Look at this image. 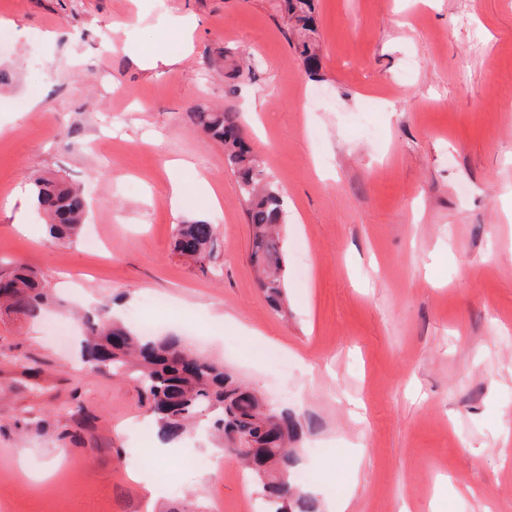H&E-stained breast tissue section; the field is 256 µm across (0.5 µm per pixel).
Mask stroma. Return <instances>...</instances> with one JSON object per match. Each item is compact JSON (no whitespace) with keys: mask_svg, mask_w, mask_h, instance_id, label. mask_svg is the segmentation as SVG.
<instances>
[{"mask_svg":"<svg viewBox=\"0 0 512 512\" xmlns=\"http://www.w3.org/2000/svg\"><path fill=\"white\" fill-rule=\"evenodd\" d=\"M279 4L0 0V270L29 266L60 300L0 313V512H260L201 432L148 491L127 430L151 425L139 393L87 375L78 336L55 330L93 301L132 323L155 296L158 332L298 415L295 470L321 502L512 512V0H312L314 74ZM200 104L242 111L286 196L287 313L256 284L224 148L188 117ZM32 172L84 192L104 251L48 236ZM192 219L215 224L222 276L172 254Z\"/></svg>","mask_w":512,"mask_h":512,"instance_id":"stroma-1","label":"stroma"}]
</instances>
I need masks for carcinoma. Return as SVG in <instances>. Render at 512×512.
<instances>
[{
  "label": "carcinoma",
  "mask_w": 512,
  "mask_h": 512,
  "mask_svg": "<svg viewBox=\"0 0 512 512\" xmlns=\"http://www.w3.org/2000/svg\"><path fill=\"white\" fill-rule=\"evenodd\" d=\"M299 30L301 55L313 67L318 59L311 42L309 0H281ZM190 120L224 146V155L239 196L247 205L251 228L250 261L257 283L277 312L287 304L285 278L286 205L277 182L244 141L239 115L200 106ZM36 209L52 237L73 241L80 235L86 212L81 191L62 180L32 179ZM191 238L195 253L187 261L201 271L219 274L218 238L214 225L203 220L177 225L172 252L183 256L181 239ZM49 304L36 273L21 264L0 280V307L27 318H38ZM84 369L92 375L127 378L140 392L156 426V436L179 441L196 422L223 442V451L237 457L253 473L266 512H322L319 500L292 479L298 421L295 414L272 406L224 368V363L195 355L181 336L149 337L108 317L104 308L84 320Z\"/></svg>",
  "instance_id": "cac0c4a2"
}]
</instances>
